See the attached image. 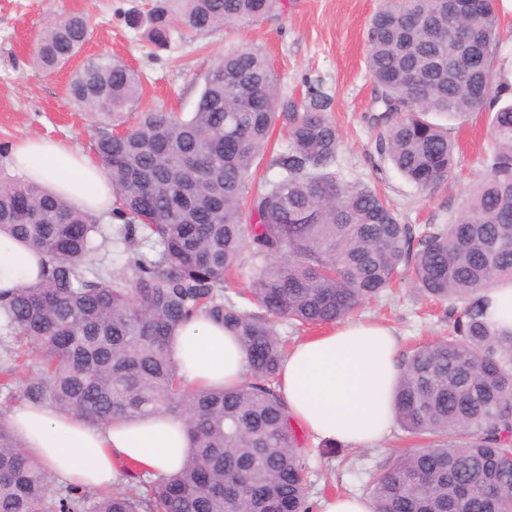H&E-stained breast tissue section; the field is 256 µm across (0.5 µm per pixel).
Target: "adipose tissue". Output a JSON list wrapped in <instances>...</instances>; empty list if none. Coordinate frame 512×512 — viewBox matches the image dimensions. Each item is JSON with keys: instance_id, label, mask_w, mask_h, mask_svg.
<instances>
[{"instance_id": "adipose-tissue-1", "label": "adipose tissue", "mask_w": 512, "mask_h": 512, "mask_svg": "<svg viewBox=\"0 0 512 512\" xmlns=\"http://www.w3.org/2000/svg\"><path fill=\"white\" fill-rule=\"evenodd\" d=\"M10 162L27 181L79 210L93 215L112 211V182L97 158L33 137L13 147ZM43 261L34 248L1 235L0 291L36 282ZM174 358L192 386L232 387L247 374L237 337L205 317L176 329ZM399 374L393 331L348 320L289 350L279 369L278 391L293 424L313 440L370 447L394 426ZM9 423L58 484L80 489L119 482L129 462L153 479L174 476L189 448L183 423L163 415L94 427L48 405L29 403L15 408Z\"/></svg>"}]
</instances>
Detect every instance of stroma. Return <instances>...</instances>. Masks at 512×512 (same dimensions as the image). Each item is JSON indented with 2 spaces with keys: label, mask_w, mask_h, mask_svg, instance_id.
Returning <instances> with one entry per match:
<instances>
[{
  "label": "stroma",
  "mask_w": 512,
  "mask_h": 512,
  "mask_svg": "<svg viewBox=\"0 0 512 512\" xmlns=\"http://www.w3.org/2000/svg\"><path fill=\"white\" fill-rule=\"evenodd\" d=\"M381 0H287L284 11L251 25L213 28L191 36L172 32L166 48L155 47L145 28L127 23L130 11H147L148 0H0V180L19 181L9 148L31 136H42L91 152L97 123L68 97L67 82L89 58L123 59L139 75L142 107L177 114L194 112L204 77L224 53L242 44L259 48L277 72L284 104L273 141L288 143L296 113L315 87L331 99L329 113L341 138L338 168L347 181L374 186L402 223L446 224L463 203V192L486 172L489 115L475 112L449 122L456 143V179L428 192L407 182L380 155L376 145L374 84L366 68V30ZM72 13L90 20L83 50L60 70L48 73L33 59V49L52 22ZM444 306L413 293L406 278L392 292L365 303L360 318L392 327L400 352L448 333ZM401 428L374 448L307 442L306 493L313 512L324 500L366 495L370 473L396 451L411 449Z\"/></svg>",
  "instance_id": "35a3bbf8"
}]
</instances>
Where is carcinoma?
<instances>
[{"label":"carcinoma","mask_w":512,"mask_h":512,"mask_svg":"<svg viewBox=\"0 0 512 512\" xmlns=\"http://www.w3.org/2000/svg\"><path fill=\"white\" fill-rule=\"evenodd\" d=\"M384 0L367 30L377 145L422 191L455 176L448 130L431 113H491L487 175L448 224L400 222L372 186L336 173L340 139L317 90L255 182L279 116L278 77L251 46L224 53L196 109H140L138 75L115 57L89 60L69 97L101 119L94 152L112 179L123 272L91 267L104 234L95 218L34 183L0 182V233L45 257L39 279L0 297V327L19 348L0 370L5 402L47 403L91 424L181 418L190 446L182 470L144 492L56 489L40 461L0 422V512H310L306 440L277 392L285 319L317 328L349 318L412 269L416 293L449 302L448 336L402 355L395 420L428 440L373 474V512H512V327L491 319L488 293L512 282V82L495 70L498 0ZM285 0H155L157 47L172 22L186 32L262 20ZM480 40L461 43L457 26ZM88 37L87 19L50 24L34 49L47 71ZM151 243L153 256L132 249ZM258 264L245 303L224 284L245 258ZM224 325L252 381L191 391L173 357L175 329L197 315ZM39 359L27 364L24 348Z\"/></svg>","instance_id":"carcinoma-1"}]
</instances>
